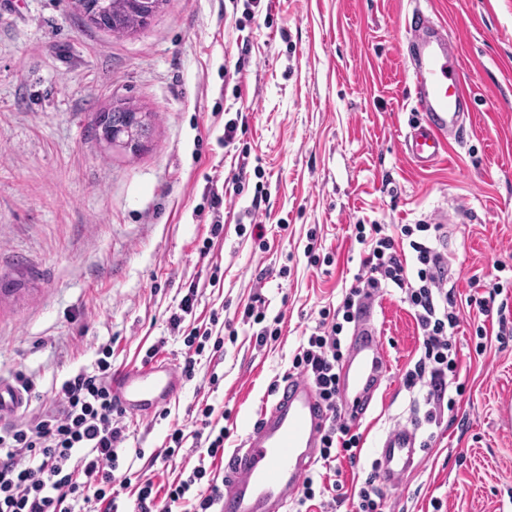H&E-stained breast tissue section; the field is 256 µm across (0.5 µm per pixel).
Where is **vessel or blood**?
<instances>
[{"mask_svg":"<svg viewBox=\"0 0 512 512\" xmlns=\"http://www.w3.org/2000/svg\"><path fill=\"white\" fill-rule=\"evenodd\" d=\"M405 39L412 49L415 109L424 116L423 125L406 134L405 154L415 166L426 168L441 158L450 138L463 136L467 87L457 48L444 26L426 23L416 9L405 25ZM388 371L376 330L364 323L339 369L342 405L352 424H359ZM181 384L177 366L164 360L117 368L109 379L114 401L141 418L156 415L176 397ZM327 418L306 379L288 380L225 464L218 512H288L317 459ZM416 453L415 430L399 427L387 434L375 450L381 483L395 487L414 470Z\"/></svg>","mask_w":512,"mask_h":512,"instance_id":"obj_1","label":"vessel or blood"}]
</instances>
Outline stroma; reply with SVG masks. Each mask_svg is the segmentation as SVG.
<instances>
[{
	"label": "stroma",
	"instance_id": "stroma-1",
	"mask_svg": "<svg viewBox=\"0 0 512 512\" xmlns=\"http://www.w3.org/2000/svg\"><path fill=\"white\" fill-rule=\"evenodd\" d=\"M416 6L446 26L473 87L465 135L426 170L402 146L420 119L403 40ZM119 98L157 115L134 158L106 151L91 131ZM240 109L248 126L225 144L224 124ZM242 154L243 193L213 210L212 191ZM259 189L266 200L255 212ZM420 222L441 224L458 298L483 295L512 270V0H263L251 20L234 0H168L122 39L68 0H0V379L34 381L22 410L31 417L65 379L94 370L103 346L116 368L141 364L155 344L182 363L184 337L169 318L196 285L184 330L211 327L223 356L201 357L167 417L124 418L123 464L157 488L196 461L189 446L169 463L151 456L201 404L229 430L225 454L242 447L272 402L269 384L358 273L356 225ZM257 295L267 318H283L263 347L240 321ZM225 320L236 336H224ZM371 320L390 373L359 424L358 464L339 465L345 490L362 486L388 432L413 426L426 447L389 490L386 512H512V428L499 424L512 400V335L479 356L461 328L466 390L427 425L401 380L419 340L398 291L372 302Z\"/></svg>",
	"mask_w": 512,
	"mask_h": 512
}]
</instances>
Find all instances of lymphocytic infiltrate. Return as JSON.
<instances>
[{
    "label": "lymphocytic infiltrate",
    "mask_w": 512,
    "mask_h": 512,
    "mask_svg": "<svg viewBox=\"0 0 512 512\" xmlns=\"http://www.w3.org/2000/svg\"><path fill=\"white\" fill-rule=\"evenodd\" d=\"M431 230L428 224H404L393 234L381 224L357 225L356 238L368 249L364 268L337 307L320 310L316 326L292 359L293 375L305 377L316 388L329 414L320 446L325 470H335L341 459L358 462L360 436L347 424L339 403V365L345 327L356 322L366 301L393 288L413 312L420 354L402 381L407 389L422 390L425 422H437L448 392L463 389L453 344L461 311L448 287V255L434 245ZM503 292V284L497 282L490 297L467 300L476 354L487 348L490 318H497L499 336L508 333L507 311L512 306L495 301ZM102 353L96 370H82L64 380L54 395V408L0 428V512H78L91 503L100 512H120L119 493L112 483L121 464L124 413L107 386L112 352L106 347ZM213 412L209 405L200 408L192 433L174 429L159 452L161 459L177 456L189 440L204 456L223 457L229 434L227 428L213 425ZM206 474L199 465L183 470L162 493L152 480L141 481L134 512H177L184 506L189 512H216L220 487L212 482L206 490L198 488ZM318 503L320 512H384L386 494L373 472L357 493H340Z\"/></svg>",
    "instance_id": "obj_1"
}]
</instances>
